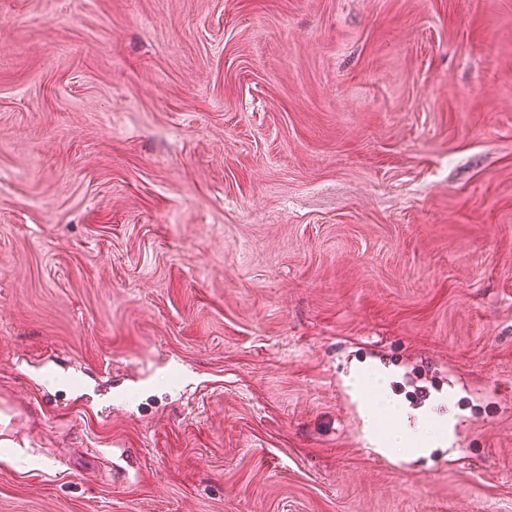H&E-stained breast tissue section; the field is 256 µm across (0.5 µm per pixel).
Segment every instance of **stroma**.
<instances>
[{
  "label": "stroma",
  "mask_w": 512,
  "mask_h": 512,
  "mask_svg": "<svg viewBox=\"0 0 512 512\" xmlns=\"http://www.w3.org/2000/svg\"><path fill=\"white\" fill-rule=\"evenodd\" d=\"M0 409V512H512V0H0ZM391 417L390 427L388 428L387 444L393 451L398 448L400 451L409 452V454L422 448H412L413 437L410 434L401 430L397 423L400 418V411L396 405L392 403L386 396L378 389V395L374 402V407L369 414V419L376 423H381L385 418Z\"/></svg>",
  "instance_id": "stroma-1"
}]
</instances>
